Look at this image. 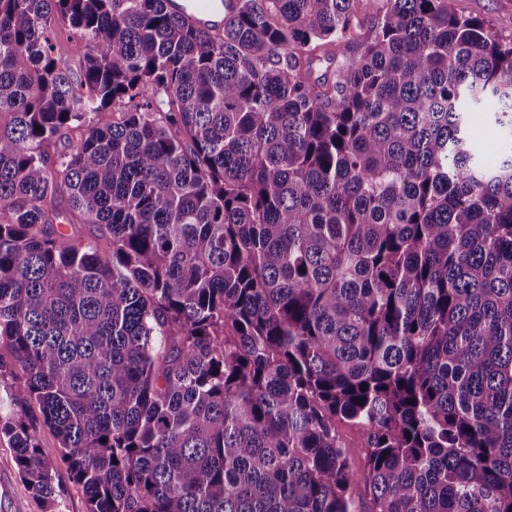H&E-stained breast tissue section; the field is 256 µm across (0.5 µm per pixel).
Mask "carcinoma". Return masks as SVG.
Masks as SVG:
<instances>
[{
    "label": "carcinoma",
    "instance_id": "1",
    "mask_svg": "<svg viewBox=\"0 0 512 512\" xmlns=\"http://www.w3.org/2000/svg\"><path fill=\"white\" fill-rule=\"evenodd\" d=\"M215 7L0 0V406L88 512H512V36L457 0ZM0 432L56 507L35 428ZM23 420L37 426V436L43 457L55 467V484L59 491V510L61 512H87L86 494L83 487L74 481L61 462V448L54 432L42 423L39 409L35 404L23 409ZM338 429L354 466L357 469L361 468L367 437L366 430L361 426L351 423H340Z\"/></svg>",
    "mask_w": 512,
    "mask_h": 512
}]
</instances>
